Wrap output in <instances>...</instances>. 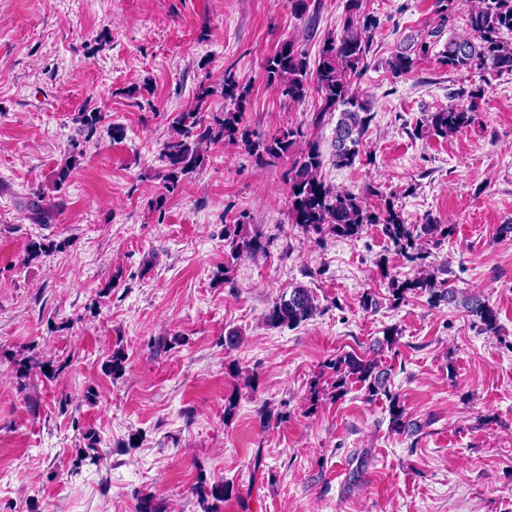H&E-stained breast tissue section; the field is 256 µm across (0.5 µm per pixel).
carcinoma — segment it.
Returning <instances> with one entry per match:
<instances>
[{"label": "carcinoma", "mask_w": 512, "mask_h": 512, "mask_svg": "<svg viewBox=\"0 0 512 512\" xmlns=\"http://www.w3.org/2000/svg\"><path fill=\"white\" fill-rule=\"evenodd\" d=\"M360 9L361 0H349L350 16L340 34L324 43L315 70L308 69L306 57L295 49L292 41L283 43L264 65L267 83L277 90L281 98L290 103L298 102L314 91L322 103L317 118L328 112L340 111L332 153L333 165L340 168L350 167L355 162L362 136L371 121V114L354 84V78L360 75L359 68L364 65L371 48L369 25L360 22ZM506 33L512 34V0H478L467 14L466 29L448 38L440 53L442 62L452 70L512 72V42L504 38ZM414 65L415 58L405 50L397 52L389 60L391 70L397 74L410 72ZM217 94L224 98V108L214 111L210 98ZM247 97L246 87L240 84L233 69L227 68L219 86L205 82L200 84L193 105L171 116L169 137L160 151L162 169L158 171L167 192L176 191L190 174L203 165L211 145L237 140ZM468 97L469 103L465 106L451 105L428 115L427 131L445 137L467 125L477 108L476 95L470 93ZM107 118L108 113L94 108L78 113L77 122L91 135L106 123ZM297 136L298 131L283 127L258 143L246 144V147L262 162L267 157L288 155L297 143ZM322 166V154L312 143L300 153L291 169L288 217L304 232L318 237L326 233L355 237L365 225L380 224L383 234L401 253L418 246L420 240L437 246L451 235L453 227L450 224L430 220L415 228L403 223L391 208L383 217L368 212L362 196L332 189L322 177ZM224 239L229 243L233 260L242 253L255 255L266 248L260 238L247 233L240 223L232 229H225ZM382 272L390 279L392 305L403 302L410 291L428 295L433 305L459 300L467 312L479 319L482 331L498 332V311L494 306L478 295L458 299L456 289L447 280L438 278L437 272L424 269L417 276L404 280L391 275L386 267ZM317 310L310 291L295 288L288 297L273 303L265 321L273 328L294 327L311 319ZM328 368L336 373V392L344 393L350 379L360 382L366 387L369 397L383 395L389 399L392 430L408 432L413 429L404 407L390 393L387 373L379 369L378 362L348 353L329 361ZM84 439L87 444L78 454V461L99 465L101 455L95 434L86 433ZM233 493V484L226 481L209 486L202 483L196 488V494L204 501L210 497L224 502Z\"/></svg>", "instance_id": "carcinoma-1"}]
</instances>
